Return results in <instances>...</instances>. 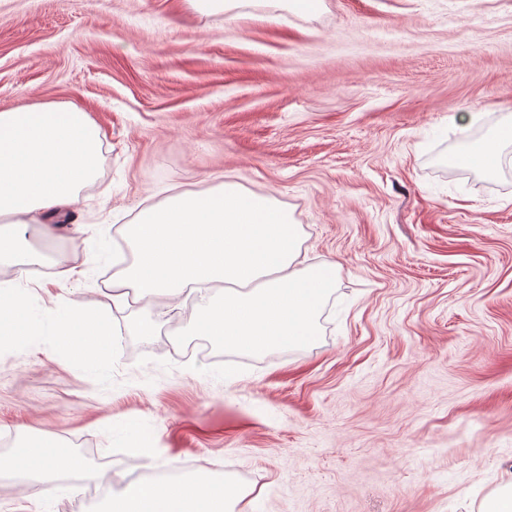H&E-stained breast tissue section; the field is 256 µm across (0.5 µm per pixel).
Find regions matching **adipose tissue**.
Segmentation results:
<instances>
[{
	"label": "adipose tissue",
	"mask_w": 512,
	"mask_h": 512,
	"mask_svg": "<svg viewBox=\"0 0 512 512\" xmlns=\"http://www.w3.org/2000/svg\"><path fill=\"white\" fill-rule=\"evenodd\" d=\"M100 146L98 127L76 106L0 111V348L36 343L96 373L114 353L107 311L125 303L126 288L135 289L147 314L158 297L177 299L187 287L214 283L224 292L201 296L193 335L254 352L313 344L316 316L336 286V267L306 264L288 210L233 181L141 209L124 233L134 260L113 256L115 289L98 307L79 301L61 308L34 305L22 283L28 266L42 257L30 248L28 230L71 210L79 189L99 172ZM0 464L40 478L65 464L82 468L41 432ZM244 497L229 480L196 474L113 495L105 512H236Z\"/></svg>",
	"instance_id": "obj_1"
}]
</instances>
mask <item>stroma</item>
<instances>
[{
	"mask_svg": "<svg viewBox=\"0 0 512 512\" xmlns=\"http://www.w3.org/2000/svg\"><path fill=\"white\" fill-rule=\"evenodd\" d=\"M72 103L102 163L47 264L118 246L140 209L224 180L272 195L308 263L336 266L318 335L202 343L195 305L113 309L102 374L0 352V459L37 429L112 485L78 496L0 471V512H103L131 481L231 476L241 512H487L512 490V140L492 172L448 157L512 122V0H0V111ZM474 112L464 125L462 114ZM45 307L86 279L30 277ZM137 431L116 448L107 421ZM158 449L139 458L136 447Z\"/></svg>",
	"mask_w": 512,
	"mask_h": 512,
	"instance_id": "obj_1",
	"label": "stroma"
}]
</instances>
